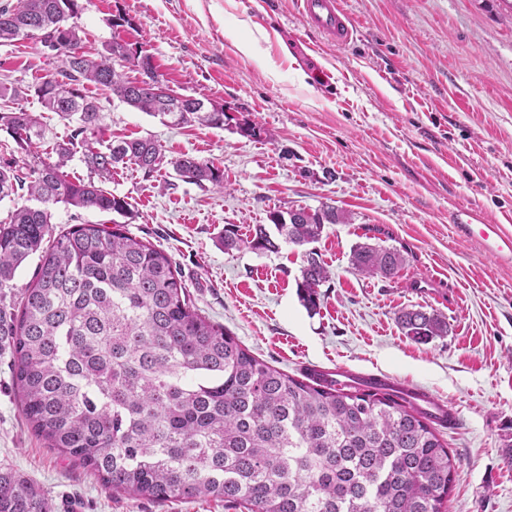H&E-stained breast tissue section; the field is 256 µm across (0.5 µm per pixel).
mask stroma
Returning <instances> with one entry per match:
<instances>
[{
    "label": "stroma",
    "mask_w": 512,
    "mask_h": 512,
    "mask_svg": "<svg viewBox=\"0 0 512 512\" xmlns=\"http://www.w3.org/2000/svg\"><path fill=\"white\" fill-rule=\"evenodd\" d=\"M358 28L318 43L297 0H87L77 23L88 54L112 41L150 54L164 87L223 106V127H172L96 86L103 139L152 138L224 172L223 186L118 168L131 233L166 250L197 308L289 375L342 365L383 373L458 411L440 430L455 463L447 512H512V262L458 238L452 220L512 231V5L506 0H340ZM123 26H114V19ZM250 42L242 53L241 42ZM317 51H310V44ZM55 65L32 40L0 44V81L37 83ZM261 130L242 136L239 123ZM329 204L347 224L316 244L330 271L317 313L301 304L302 250L225 252V225L248 235L275 210ZM394 247L407 263L385 279L355 272L356 244ZM429 281L428 291L413 288ZM404 309L445 318L419 343ZM0 357V467L40 487L55 512H225L214 500L155 503L112 496L96 476L37 437Z\"/></svg>",
    "instance_id": "stroma-1"
}]
</instances>
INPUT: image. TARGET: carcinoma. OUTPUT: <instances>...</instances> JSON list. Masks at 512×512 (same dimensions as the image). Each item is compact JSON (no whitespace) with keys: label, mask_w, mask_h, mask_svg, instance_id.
Segmentation results:
<instances>
[{"label":"carcinoma","mask_w":512,"mask_h":512,"mask_svg":"<svg viewBox=\"0 0 512 512\" xmlns=\"http://www.w3.org/2000/svg\"><path fill=\"white\" fill-rule=\"evenodd\" d=\"M78 0H16L0 5V43L78 17ZM81 32L56 52L54 72L26 89L0 84L8 104L33 95L71 127L40 155L43 124L22 108L0 110V131L17 152L0 155V201L26 191L0 222V352H9L21 413L50 446L93 473L117 496L151 502L215 499L231 512H444L455 466L436 417L383 387L341 385L320 374L295 378L255 356L224 325L195 306L171 256L126 229L75 224L54 233L51 209L64 205L124 216L128 203L103 187L127 165L151 177L162 146L152 138L102 144L104 113L84 83L167 125L224 127V107L169 112L142 80L114 67L142 49L114 41L90 57ZM88 178L65 168L77 153ZM171 165L184 181L224 185L212 163L182 155ZM264 224L243 238L227 224L226 251L275 252L277 239L304 248L297 290L311 312L329 271L309 245L325 225L348 217L325 205L297 220ZM38 255L32 280L14 293L17 270ZM397 249L359 244L352 268L367 277L397 273ZM406 335L428 340L448 323L421 310L398 317ZM0 512H52L45 493L0 470Z\"/></svg>","instance_id":"cac0c4a2"}]
</instances>
